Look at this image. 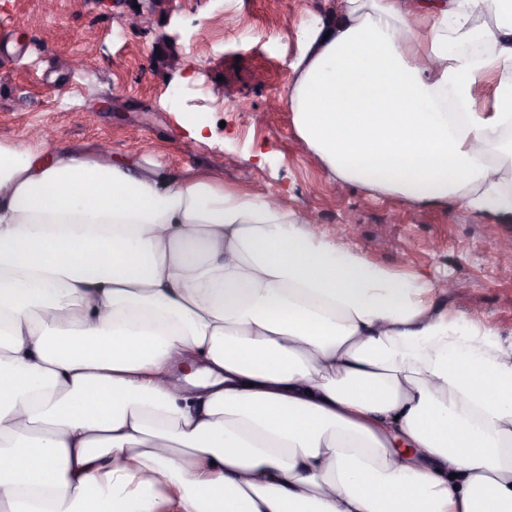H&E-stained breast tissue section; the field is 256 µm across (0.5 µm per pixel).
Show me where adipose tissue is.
Masks as SVG:
<instances>
[{
    "label": "adipose tissue",
    "instance_id": "obj_1",
    "mask_svg": "<svg viewBox=\"0 0 512 512\" xmlns=\"http://www.w3.org/2000/svg\"><path fill=\"white\" fill-rule=\"evenodd\" d=\"M292 68L337 179L512 220V0H341ZM438 294L210 171L0 143V512H512V338Z\"/></svg>",
    "mask_w": 512,
    "mask_h": 512
}]
</instances>
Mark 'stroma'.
Instances as JSON below:
<instances>
[{"mask_svg": "<svg viewBox=\"0 0 512 512\" xmlns=\"http://www.w3.org/2000/svg\"><path fill=\"white\" fill-rule=\"evenodd\" d=\"M335 0H0V141L136 153L168 167L215 171L226 188L276 195L316 233L371 261L458 282L446 306L512 334V224L420 207L338 182L298 137L282 101L299 27ZM140 11L139 28L125 19ZM87 57L83 68L71 67ZM179 66H171V58ZM203 121L208 141L189 142Z\"/></svg>", "mask_w": 512, "mask_h": 512, "instance_id": "stroma-1", "label": "stroma"}]
</instances>
